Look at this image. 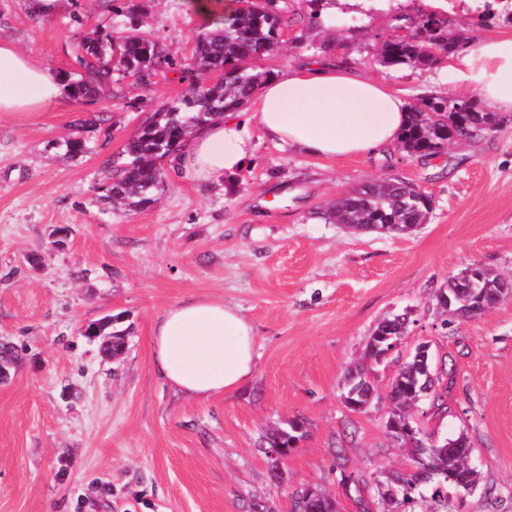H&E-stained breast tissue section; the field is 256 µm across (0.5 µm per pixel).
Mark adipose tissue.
Here are the masks:
<instances>
[{
    "label": "adipose tissue",
    "instance_id": "1",
    "mask_svg": "<svg viewBox=\"0 0 512 512\" xmlns=\"http://www.w3.org/2000/svg\"><path fill=\"white\" fill-rule=\"evenodd\" d=\"M497 112H512V37L486 38L453 56L445 76ZM69 87L13 44L0 41V119L30 116L58 104ZM248 118L227 112L198 128L176 158L183 179L232 176L253 156L249 124L271 141L334 159L397 144L408 120L405 102L385 82L344 65L313 63L275 71L251 100ZM153 362L178 390L208 397L238 389L256 364L254 328L223 301L193 297L156 321Z\"/></svg>",
    "mask_w": 512,
    "mask_h": 512
}]
</instances>
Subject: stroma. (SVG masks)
<instances>
[{"instance_id":"35a3bbf8","label":"stroma","mask_w":512,"mask_h":512,"mask_svg":"<svg viewBox=\"0 0 512 512\" xmlns=\"http://www.w3.org/2000/svg\"><path fill=\"white\" fill-rule=\"evenodd\" d=\"M125 0H65L42 18L27 0H0V40L53 72L74 71V33L103 30ZM296 16L279 50L252 61L274 71L311 61L347 62L385 80L406 103L449 95L437 70L376 64L392 12L339 6L336 29L308 25V0H280ZM451 12V11H450ZM451 18L471 39L512 36L504 13ZM209 26L189 0H149L142 30L170 54L148 87L120 79L116 97H73L39 114L0 121V512H290L296 489L326 491L339 512H383L378 486L409 471L411 456L386 427L390 383L418 344L452 380L443 409L422 399L414 418L439 438L465 434L480 481L467 512H512V298L486 314L443 324L435 295L481 265L512 275V112L500 129L451 143L441 155L393 147L336 159L279 146L257 126L249 167L223 183L182 180L162 163L161 188L134 212L99 201L108 163L159 105L184 95L179 78ZM331 51H318L321 43ZM106 118L108 131L92 120ZM83 134L88 151L64 143ZM397 176L432 197L413 233L354 230L322 219L357 185ZM208 296L240 307L257 336L256 367L237 390L198 398L169 387L152 357V327L168 307ZM410 320L403 344L363 363L373 329ZM124 333L110 358L89 327ZM364 364L375 395L354 412L343 401L350 369ZM300 418L306 434L280 460L264 437ZM358 473L359 484L343 483Z\"/></svg>"}]
</instances>
